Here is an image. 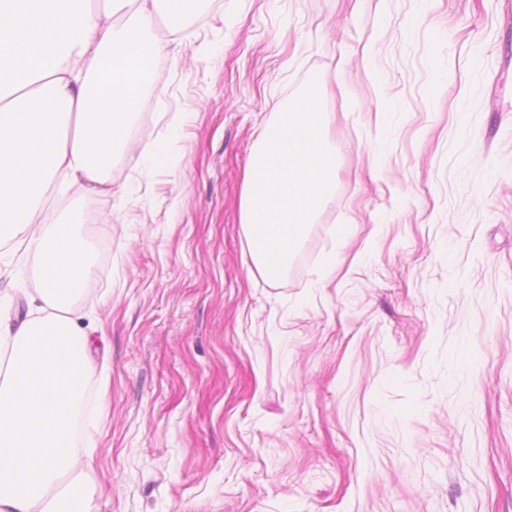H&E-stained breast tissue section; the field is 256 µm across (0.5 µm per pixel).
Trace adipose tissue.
Masks as SVG:
<instances>
[{"instance_id":"adipose-tissue-1","label":"adipose tissue","mask_w":512,"mask_h":512,"mask_svg":"<svg viewBox=\"0 0 512 512\" xmlns=\"http://www.w3.org/2000/svg\"><path fill=\"white\" fill-rule=\"evenodd\" d=\"M199 0H0V243L40 261L25 320L0 314V512H93L62 480L82 479L74 427L91 369L72 318L90 271L70 221L38 217L52 189L102 183L131 124L146 77L166 53L150 40L158 16Z\"/></svg>"}]
</instances>
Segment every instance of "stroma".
Here are the masks:
<instances>
[{
  "mask_svg": "<svg viewBox=\"0 0 512 512\" xmlns=\"http://www.w3.org/2000/svg\"><path fill=\"white\" fill-rule=\"evenodd\" d=\"M151 35L132 136L165 161L115 159L42 211L93 253L76 491L96 512H512V0H204ZM311 86L336 188L268 281L244 172ZM38 266L0 254L17 316Z\"/></svg>",
  "mask_w": 512,
  "mask_h": 512,
  "instance_id": "stroma-1",
  "label": "stroma"
}]
</instances>
